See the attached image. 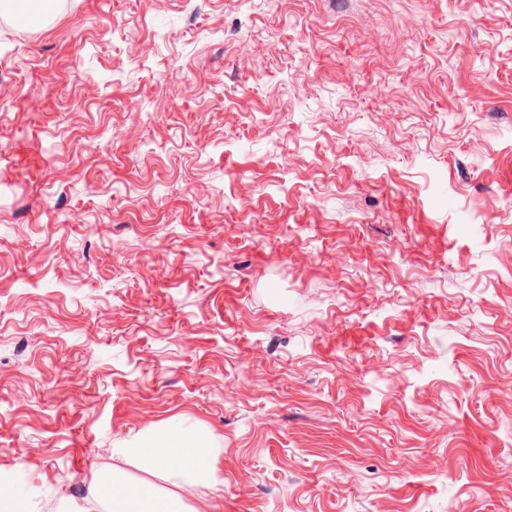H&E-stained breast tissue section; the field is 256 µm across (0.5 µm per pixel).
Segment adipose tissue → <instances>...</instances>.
Instances as JSON below:
<instances>
[{"label":"adipose tissue","mask_w":512,"mask_h":512,"mask_svg":"<svg viewBox=\"0 0 512 512\" xmlns=\"http://www.w3.org/2000/svg\"><path fill=\"white\" fill-rule=\"evenodd\" d=\"M119 453L144 472L164 475L170 487L165 490L119 470L95 474L92 484L109 499L112 512H195L179 495V487L213 488L222 482L210 436L196 427L170 422L146 429Z\"/></svg>","instance_id":"obj_1"}]
</instances>
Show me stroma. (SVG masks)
<instances>
[{
	"instance_id": "35a3bbf8",
	"label": "stroma",
	"mask_w": 512,
	"mask_h": 512,
	"mask_svg": "<svg viewBox=\"0 0 512 512\" xmlns=\"http://www.w3.org/2000/svg\"><path fill=\"white\" fill-rule=\"evenodd\" d=\"M10 2L18 512L164 486L112 450L170 421L196 512H512V0Z\"/></svg>"
}]
</instances>
